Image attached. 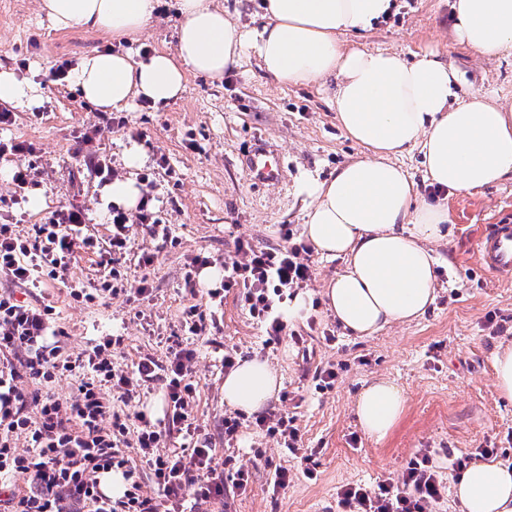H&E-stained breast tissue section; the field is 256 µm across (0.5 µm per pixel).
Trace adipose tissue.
Segmentation results:
<instances>
[{"label":"adipose tissue","instance_id":"1","mask_svg":"<svg viewBox=\"0 0 512 512\" xmlns=\"http://www.w3.org/2000/svg\"><path fill=\"white\" fill-rule=\"evenodd\" d=\"M396 7L395 0H263L261 26L245 30L211 0H179L176 54L96 52L77 62L71 80L82 99L109 112L141 99L175 101L187 74L220 79L250 51L283 86L323 87L336 79L340 126L367 154L310 185L314 201L303 234L321 257L342 260L325 303L350 335L367 337L426 313L435 299L430 245L449 223L446 204L419 197L398 157L419 150L426 180L449 195L512 174V110L479 90L458 94L461 75L440 51L407 59L343 43V35L369 32ZM158 8L157 0H41L57 27L117 39L139 36ZM453 11L458 43L485 54L512 47V0H454ZM280 388L267 362L246 359L225 376L224 401L251 415ZM405 402L394 383L375 379L356 401L361 428L385 439ZM454 495L461 512H512V466L471 463L458 472Z\"/></svg>","mask_w":512,"mask_h":512}]
</instances>
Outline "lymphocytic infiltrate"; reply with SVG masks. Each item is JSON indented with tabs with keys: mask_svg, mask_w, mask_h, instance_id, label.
<instances>
[{
	"mask_svg": "<svg viewBox=\"0 0 512 512\" xmlns=\"http://www.w3.org/2000/svg\"><path fill=\"white\" fill-rule=\"evenodd\" d=\"M142 194L135 211L110 210L111 234L100 243L89 233L86 213L73 206L52 211L35 225L34 237L18 235L12 225H0V273L17 286L50 279L67 281L77 252L99 256L97 280L71 287L73 302L92 304L101 298L143 300L152 293L148 280L131 282L126 258L131 252L132 225L144 226L156 241L173 237L154 205V169L140 175ZM311 248L305 242L262 247L238 240L234 256L224 260V278L208 289L214 302L237 289L249 316L270 339L285 335L287 324L279 306L287 292L306 287L313 276ZM54 308L0 294V512H179L186 500L202 505L223 499L227 491L245 492L249 475L235 466L234 456L216 461L213 438L195 422L198 383L192 367L197 351L175 343L166 359L140 356L133 368L114 362L119 339L103 336L75 358L62 357L60 330L53 324ZM73 376L70 397L50 394L61 375ZM161 389L162 421L144 412L134 414L129 429L113 413L110 394L128 403ZM255 425L289 454L302 449V437L288 412L257 416ZM188 439V447L166 449L170 432ZM26 448H18V439ZM139 458L129 459L126 444ZM121 472V493L102 491L101 479ZM29 479L16 489L15 476ZM156 486V495L142 489V478ZM445 487L428 455L414 457L401 479L368 488L348 486L337 494L338 512H430Z\"/></svg>",
	"mask_w": 512,
	"mask_h": 512,
	"instance_id": "f902f5d3",
	"label": "lymphocytic infiltrate"
}]
</instances>
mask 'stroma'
Wrapping results in <instances>:
<instances>
[{
  "label": "stroma",
  "instance_id": "stroma-1",
  "mask_svg": "<svg viewBox=\"0 0 512 512\" xmlns=\"http://www.w3.org/2000/svg\"><path fill=\"white\" fill-rule=\"evenodd\" d=\"M397 12L363 38L348 43L387 49L404 58L427 48L445 54L461 74V90L491 92L512 107V49L493 55L457 43L452 34V0H396ZM176 0H161L153 25L133 41H115L105 33L79 27L60 29L39 9V0H0V69L38 89V107L16 110L8 138L30 143L24 155L0 157V224L16 225L32 235L59 206L88 212L90 233L99 241L110 235L109 208L103 185L85 162L86 153L107 155L122 178H138L141 168L165 164L156 174L162 217L172 224L175 243L152 240L138 224L130 229L134 252L127 262L130 280L148 278L155 296L126 302L115 297L105 304L73 302L66 288L49 281L31 297L56 310L55 325L64 333L67 352L77 353L92 339L121 337L114 359L121 365L145 354L164 358L166 348L182 337L185 306L212 307L208 281L196 292L185 286L192 257L234 255L237 239L259 245L284 244L285 233L301 235L303 214L312 199L308 183L330 177L337 167L360 158L362 149L343 134L331 102L336 88L282 87L267 77L256 58L219 80L188 75L183 96L167 105L134 111L103 112L81 99L71 81L48 79L59 61L106 49L139 57L142 47L175 52ZM125 120L118 128L117 120ZM141 131L145 143L130 138ZM265 138L284 166L282 182L267 186L253 181L243 159L256 138ZM140 148V168L127 167L124 154ZM31 167L38 188L18 193L11 181L16 167ZM452 224L449 238L433 243L436 299L426 314L410 323H396L375 335H348L326 310L321 293L342 266L312 255L314 276L306 288L310 304L289 319V337L266 344L265 335L243 309L237 291H229L219 314L220 331L194 345L193 365L199 392L195 417L214 435L215 457L227 452L217 427L227 413L221 358L233 348L242 358H258L273 366L285 399L268 407L296 418L302 445L315 449V479L303 473L305 463L279 448L254 427L243 429L236 463L248 471L245 493L229 505L206 504L200 512H331L345 485L375 486L401 478L418 450H429L445 483H452L455 459L494 446L496 459L512 462V403L501 399L494 385L491 354L512 340V280L498 279L475 261L483 225L512 224V178L467 193L449 196ZM157 255L153 266L139 267L141 250ZM333 341H325V334ZM302 336L295 345L292 335ZM338 373L333 388L319 389L318 373L328 366ZM386 378L404 393L405 412L383 441L367 436L355 412L366 382ZM288 469L286 489L273 491L274 469Z\"/></svg>",
  "mask_w": 512,
  "mask_h": 512
}]
</instances>
